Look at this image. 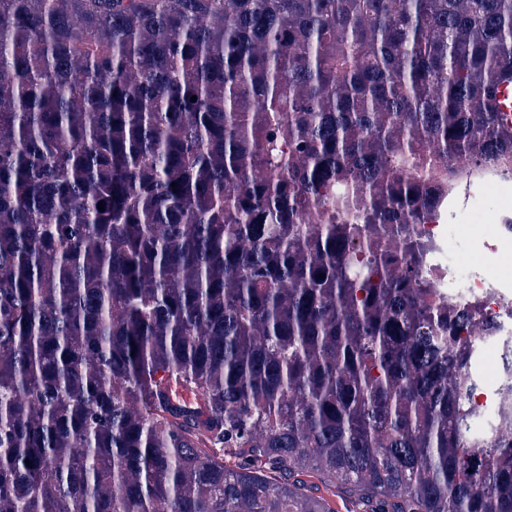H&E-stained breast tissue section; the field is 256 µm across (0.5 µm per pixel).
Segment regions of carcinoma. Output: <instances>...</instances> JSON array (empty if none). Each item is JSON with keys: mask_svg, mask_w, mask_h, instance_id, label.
I'll return each instance as SVG.
<instances>
[{"mask_svg": "<svg viewBox=\"0 0 512 512\" xmlns=\"http://www.w3.org/2000/svg\"><path fill=\"white\" fill-rule=\"evenodd\" d=\"M503 82L512 0H0V512H512L423 230Z\"/></svg>", "mask_w": 512, "mask_h": 512, "instance_id": "obj_1", "label": "carcinoma"}]
</instances>
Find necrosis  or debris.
Instances as JSON below:
<instances>
[{"label":"necrosis or debris","instance_id":"1","mask_svg":"<svg viewBox=\"0 0 512 512\" xmlns=\"http://www.w3.org/2000/svg\"><path fill=\"white\" fill-rule=\"evenodd\" d=\"M454 167L458 176L448 195V222L427 225L426 233L436 245L435 288L456 302L480 303L485 322L494 327L492 335L481 337L471 366L478 381L476 419L480 432L486 434L512 381V285L472 266L465 255L476 252L490 260L512 245V160L494 159L475 168L459 159ZM477 215L485 218L484 233L461 242L458 254H450L444 244L447 225L459 227Z\"/></svg>","mask_w":512,"mask_h":512}]
</instances>
